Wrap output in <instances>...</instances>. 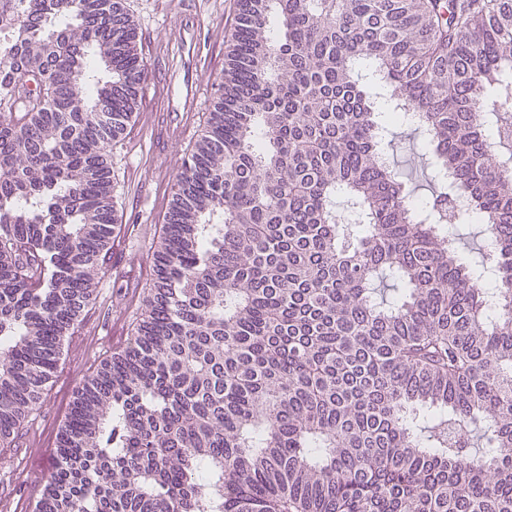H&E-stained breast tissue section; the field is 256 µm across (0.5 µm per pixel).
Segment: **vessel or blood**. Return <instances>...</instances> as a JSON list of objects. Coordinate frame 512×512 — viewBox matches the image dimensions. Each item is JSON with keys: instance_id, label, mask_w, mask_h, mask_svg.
I'll return each mask as SVG.
<instances>
[{"instance_id": "obj_1", "label": "vessel or blood", "mask_w": 512, "mask_h": 512, "mask_svg": "<svg viewBox=\"0 0 512 512\" xmlns=\"http://www.w3.org/2000/svg\"><path fill=\"white\" fill-rule=\"evenodd\" d=\"M199 21L194 15L184 16L178 26L176 44L181 57V67L176 74L166 78L165 132L182 136L188 130L189 114L196 111L202 94L198 79Z\"/></svg>"}]
</instances>
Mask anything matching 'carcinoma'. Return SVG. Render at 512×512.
I'll use <instances>...</instances> for the list:
<instances>
[{"label": "carcinoma", "mask_w": 512, "mask_h": 512, "mask_svg": "<svg viewBox=\"0 0 512 512\" xmlns=\"http://www.w3.org/2000/svg\"><path fill=\"white\" fill-rule=\"evenodd\" d=\"M137 40L124 0H0L1 448L102 275ZM510 101L512 0H240L147 310L35 512H512Z\"/></svg>", "instance_id": "1"}]
</instances>
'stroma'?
<instances>
[{"label": "stroma", "mask_w": 512, "mask_h": 512, "mask_svg": "<svg viewBox=\"0 0 512 512\" xmlns=\"http://www.w3.org/2000/svg\"><path fill=\"white\" fill-rule=\"evenodd\" d=\"M138 21V39L147 66L179 62L175 30L184 11L201 22L202 105L190 118L186 136L156 149L161 128L163 85L147 79L136 119L106 148L118 199L117 224L109 251L113 258L96 296L65 336L57 368L40 407L22 425L10 448H0V512H35L37 493L49 477L57 435L76 392L113 351L127 342L145 311L150 281L148 256L158 240L171 187L203 128L215 96V78L238 19V0H125Z\"/></svg>", "instance_id": "obj_1"}]
</instances>
